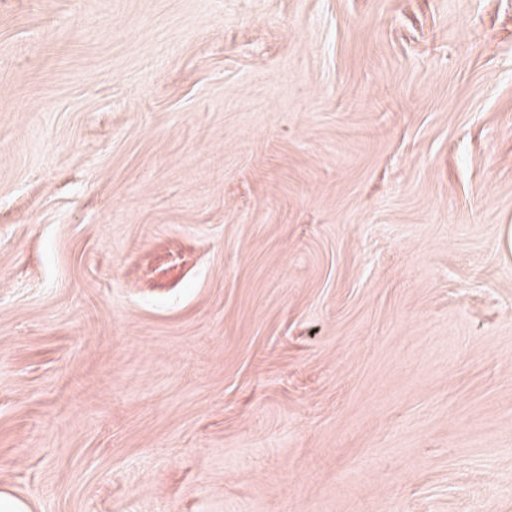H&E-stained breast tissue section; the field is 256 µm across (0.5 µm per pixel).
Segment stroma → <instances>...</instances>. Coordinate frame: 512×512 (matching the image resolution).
Wrapping results in <instances>:
<instances>
[{
    "mask_svg": "<svg viewBox=\"0 0 512 512\" xmlns=\"http://www.w3.org/2000/svg\"><path fill=\"white\" fill-rule=\"evenodd\" d=\"M512 0H0V493L512 512Z\"/></svg>",
    "mask_w": 512,
    "mask_h": 512,
    "instance_id": "1",
    "label": "stroma"
}]
</instances>
